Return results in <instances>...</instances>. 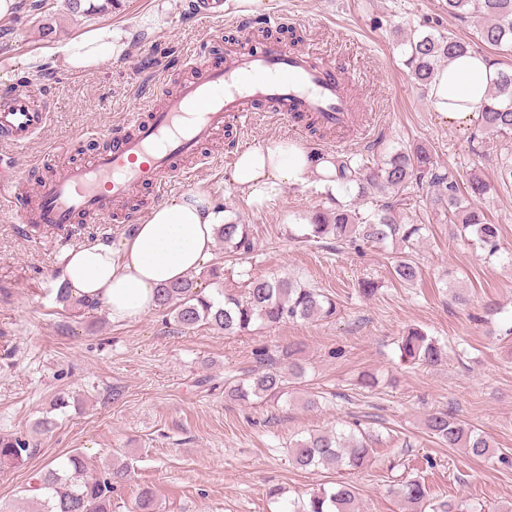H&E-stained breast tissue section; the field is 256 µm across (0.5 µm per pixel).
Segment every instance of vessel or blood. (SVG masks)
I'll list each match as a JSON object with an SVG mask.
<instances>
[{
	"label": "vessel or blood",
	"mask_w": 512,
	"mask_h": 512,
	"mask_svg": "<svg viewBox=\"0 0 512 512\" xmlns=\"http://www.w3.org/2000/svg\"><path fill=\"white\" fill-rule=\"evenodd\" d=\"M252 24L237 23L223 64L203 41L185 55V76L160 89L159 105L144 106L105 135L92 158L34 181L18 170L15 150L46 126L50 112L41 84L0 96V209L14 213L26 236L45 231L72 239L91 224L128 225L144 192L163 196L184 160H202L203 149L254 117L280 121L299 114L340 139L361 121L350 72L314 53L273 39L252 45Z\"/></svg>",
	"instance_id": "obj_1"
}]
</instances>
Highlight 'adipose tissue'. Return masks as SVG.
Segmentation results:
<instances>
[{"instance_id": "1", "label": "adipose tissue", "mask_w": 512, "mask_h": 512, "mask_svg": "<svg viewBox=\"0 0 512 512\" xmlns=\"http://www.w3.org/2000/svg\"><path fill=\"white\" fill-rule=\"evenodd\" d=\"M111 29L91 31L65 46L66 64L81 72L117 49ZM496 69L483 55L453 58L433 80L435 111L453 125H468ZM331 162L282 137H271L239 154L231 181L247 204L260 207L284 188L307 181L329 186ZM224 209L210 192L192 190L153 207L118 244L91 242L71 250L61 282L72 297L101 305L112 321L138 319L153 311L162 285L184 279L211 255Z\"/></svg>"}]
</instances>
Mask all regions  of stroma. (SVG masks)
<instances>
[{
	"label": "stroma",
	"instance_id": "stroma-1",
	"mask_svg": "<svg viewBox=\"0 0 512 512\" xmlns=\"http://www.w3.org/2000/svg\"><path fill=\"white\" fill-rule=\"evenodd\" d=\"M194 0H94V11L45 0L39 10L15 9L0 18V91L39 80L52 103L44 131L16 151L31 177L87 161L96 135L140 111L155 86L173 87L176 59L212 40V60L238 17L282 18L303 47L353 75L368 133L350 152L382 158L394 147L422 146L460 182L481 177L490 187L482 205L500 228L499 250L487 255L434 210L429 188L409 189L403 218L424 223L417 246L423 269L415 284L393 280V244L355 253L335 241L306 245L289 236L292 223L323 206L314 183L285 188L265 206H250L231 182L239 149L283 136L329 154L325 136L300 135L267 122L245 131L238 148L216 142L208 163L184 162L185 176L170 196L201 189L251 225L256 249L225 262L215 245L211 263L224 265V290L242 294L247 276H290L320 288L340 305L336 318L258 325L227 335L176 326L154 310L115 323L103 308L62 307L56 301L65 256L53 238L23 236L0 211V434L33 440L36 451L20 467H0V512H31L25 488L46 462L79 450L94 466L119 458L132 478L112 493V512H132L140 489L151 488L158 512H281L266 495L284 487L307 498L320 485L355 486L358 512H404L393 492L400 475L421 476L436 500L471 504L475 512L512 506V180L500 175L512 151L481 138L476 125L457 129L435 112L403 64L402 42L435 28L472 42L474 20L459 21L442 0H225L220 17L197 16ZM119 32L125 48L86 72L69 70L59 50L87 32ZM381 287L369 298L358 283ZM463 300H456V293ZM418 327L445 349L434 366L402 360L398 340ZM295 345L303 366L287 399L242 404L224 395L225 383L260 369L259 354L277 358ZM375 376L361 387L362 374ZM319 395L320 406L307 398ZM69 405L57 409L54 400ZM445 410L474 426L493 445L476 459L449 448L425 429L427 415ZM359 421L379 440L368 466L336 473L296 468L286 453L293 438L330 432Z\"/></svg>",
	"mask_w": 512,
	"mask_h": 512
}]
</instances>
